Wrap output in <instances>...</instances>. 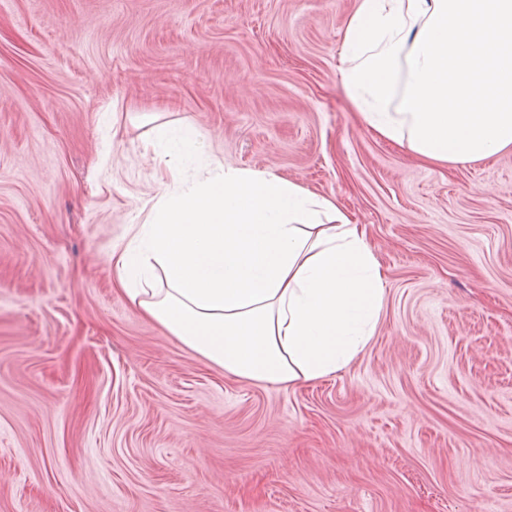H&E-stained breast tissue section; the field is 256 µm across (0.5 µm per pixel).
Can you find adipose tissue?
<instances>
[{
  "mask_svg": "<svg viewBox=\"0 0 512 512\" xmlns=\"http://www.w3.org/2000/svg\"><path fill=\"white\" fill-rule=\"evenodd\" d=\"M342 78L365 124L423 161L512 148V0H357ZM169 182L139 245L115 258L142 314L241 380L296 385L346 366L373 336L381 265L334 198L270 172L180 163L195 130L158 125Z\"/></svg>",
  "mask_w": 512,
  "mask_h": 512,
  "instance_id": "adipose-tissue-1",
  "label": "adipose tissue"
}]
</instances>
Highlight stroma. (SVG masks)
I'll list each match as a JSON object with an SVG mask.
<instances>
[{
	"instance_id": "obj_1",
	"label": "stroma",
	"mask_w": 512,
	"mask_h": 512,
	"mask_svg": "<svg viewBox=\"0 0 512 512\" xmlns=\"http://www.w3.org/2000/svg\"><path fill=\"white\" fill-rule=\"evenodd\" d=\"M354 4L0 0V512H512V151L369 130ZM157 114L365 225L384 303L348 365L238 380L117 289Z\"/></svg>"
}]
</instances>
